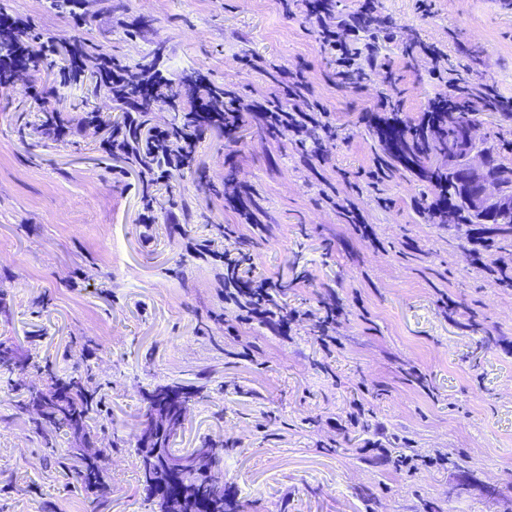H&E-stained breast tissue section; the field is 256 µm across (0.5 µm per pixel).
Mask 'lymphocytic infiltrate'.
<instances>
[{"instance_id": "f902f5d3", "label": "lymphocytic infiltrate", "mask_w": 512, "mask_h": 512, "mask_svg": "<svg viewBox=\"0 0 512 512\" xmlns=\"http://www.w3.org/2000/svg\"><path fill=\"white\" fill-rule=\"evenodd\" d=\"M305 7L302 18L309 23L321 51L327 52L335 68L339 84L349 88L360 87L371 79L377 68L373 44H359L358 35L376 20L373 0H360L355 13L336 15L330 0H301ZM19 31L24 36L13 55L0 56V80L10 79L19 72H27L31 48H38L43 60L57 67L55 81L45 85L29 76L27 94L32 103L46 107L51 98L64 95L73 83L92 77L96 83L112 91L121 113L112 121L107 136L98 145L107 154L135 155L142 160V211L140 223H156L155 190L171 178L191 169L196 160L197 147L212 130L220 129L225 139H233L245 118L261 121L267 134L289 138L296 146H305L309 140H332L336 125L321 102L315 97L303 73L282 67L275 81L276 89L267 95L249 99L237 92L224 93L223 103H216L212 95L203 94L206 77H199L200 88L195 91L187 115V125L152 124L149 112L154 105L175 106L172 85L161 71L131 69L119 58L103 54L89 58L81 40H73L66 49H59L56 41L41 32L35 22L0 12V32ZM396 106L391 95L379 99L365 110L362 120L374 127L381 140L396 143L406 134L405 123L394 120ZM223 250L211 247L210 240H197L200 253L224 265V303L230 306L237 324L258 323L271 327L278 335L288 336L296 323L315 319L318 342L323 349L336 347V329L344 315L336 302L323 303L319 313L288 306L280 296V284L272 278L253 273L250 253L235 247V225H225Z\"/></svg>"}]
</instances>
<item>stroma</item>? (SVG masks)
Instances as JSON below:
<instances>
[{
    "mask_svg": "<svg viewBox=\"0 0 512 512\" xmlns=\"http://www.w3.org/2000/svg\"><path fill=\"white\" fill-rule=\"evenodd\" d=\"M376 6L391 23L374 33L378 60L396 83L379 71L355 90L329 82V55L278 0H76L64 13L51 0H0V11L36 20L59 44L78 37L91 53L155 65L177 83L202 73L251 97L273 84L245 58L301 70L336 124L335 141L302 149L245 120L229 163L213 133L193 171L173 191L157 189L148 229L139 167L99 150L102 128L45 137L23 78L0 85V341L38 363L27 375L34 384L42 366L62 376L83 364L105 383L109 425L98 445L110 451L112 512H152L135 448L143 393L158 384L200 389L174 447L223 442L212 472L235 512H512V288L495 274L512 272V249L474 267L453 228L424 218L420 181L373 178L382 145L361 121L391 88L412 120L443 92L407 55L414 39L437 44L451 69L470 56L473 83L512 98V8L437 0L426 18L417 0ZM87 103L104 119L118 114L89 80L48 109L76 117ZM320 151L330 160L319 168ZM228 180L250 187L258 224L225 210ZM350 203L371 235L350 224ZM225 224L237 225L256 274L278 279L289 306L342 303L334 357L311 320L287 338L263 325L228 335L224 269L189 247L221 240ZM245 343L253 360L239 356ZM414 367L423 384L408 380ZM357 400L366 419L353 427ZM15 401L0 375V512H94L93 495L56 464L67 439L46 448L34 414ZM374 440L394 456L440 452L448 463L400 473L364 453Z\"/></svg>",
    "mask_w": 512,
    "mask_h": 512,
    "instance_id": "stroma-1",
    "label": "stroma"
}]
</instances>
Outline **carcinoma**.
Returning a JSON list of instances; mask_svg holds the SVG:
<instances>
[{"label": "carcinoma", "mask_w": 512, "mask_h": 512, "mask_svg": "<svg viewBox=\"0 0 512 512\" xmlns=\"http://www.w3.org/2000/svg\"><path fill=\"white\" fill-rule=\"evenodd\" d=\"M476 121L475 112H458L449 117L448 127L409 155V170L417 175L426 173V181L435 190L441 185L448 187V224L456 229L474 262L480 264L492 253L512 246V211L487 220L485 214L468 203L473 190L469 175L456 164L446 167L435 164L438 158L448 156L450 150L463 143L465 131ZM482 151L487 155L483 178L499 182L502 191L512 193V179L505 176L509 168L503 162L507 154H512L508 142L486 144ZM31 367L33 364L23 359L17 349L0 342V373L15 376L13 390L19 393V408L25 411L41 406L35 430L46 443H52V438L59 433L68 436L71 444L68 456L78 460L79 466L73 469L60 460L58 466L63 475L74 473L78 483L95 493L96 512H107L112 486L102 464L104 450H92L96 431L104 427L100 419L102 384L87 364L75 368L64 380L47 373L48 390L36 392L26 386L23 379ZM194 397L191 392L169 385H158L144 394L148 419L144 437L136 448L140 485L145 499L165 512H228L224 489L214 487L208 474L209 464L221 456L223 444L204 442L197 449L199 456L205 458L202 464L191 455L178 454L172 448L180 417ZM163 411L170 419L164 435L157 439L154 437L157 416Z\"/></svg>", "instance_id": "cac0c4a2"}]
</instances>
